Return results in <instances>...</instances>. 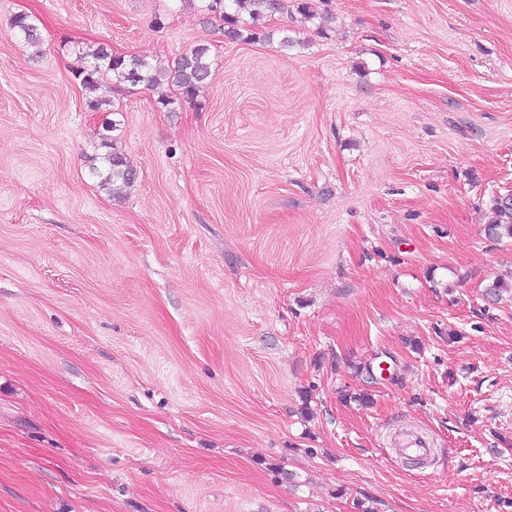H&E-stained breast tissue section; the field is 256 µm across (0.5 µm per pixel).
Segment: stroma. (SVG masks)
<instances>
[{"mask_svg": "<svg viewBox=\"0 0 512 512\" xmlns=\"http://www.w3.org/2000/svg\"><path fill=\"white\" fill-rule=\"evenodd\" d=\"M311 2L0 0V512H512V0ZM200 44L172 112L73 76ZM208 10L217 13L224 24V37L231 41L259 40L269 35L263 21L272 14L288 10V0H210ZM246 12L249 27L239 25L240 14ZM13 28L23 38L27 46L36 56L42 54V39L38 26L28 15L18 14L13 18ZM106 168L105 171L99 170L97 167H92L93 172L101 177L102 186H114L117 183L130 184L135 178V172L131 169L123 156L116 151L107 154L103 157ZM492 209L496 214V220L488 228L492 239L512 238V198H494ZM399 447L404 454L419 457L422 460L428 459L433 452L428 438L416 430L403 431L400 435Z\"/></svg>", "mask_w": 512, "mask_h": 512, "instance_id": "1", "label": "stroma"}]
</instances>
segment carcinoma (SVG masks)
I'll use <instances>...</instances> for the list:
<instances>
[{"label":"carcinoma","mask_w":512,"mask_h":512,"mask_svg":"<svg viewBox=\"0 0 512 512\" xmlns=\"http://www.w3.org/2000/svg\"><path fill=\"white\" fill-rule=\"evenodd\" d=\"M287 9L288 0H211L208 4V10L218 14L224 24V37L231 41H255L268 37L264 32L263 21ZM12 25L33 54H42V39L34 20L25 14H18L13 18ZM91 56L96 63L76 73V78L80 79L84 87L96 88L99 74L103 70L112 73L117 80L133 86L143 84L155 87L166 81L178 91L177 97H163L159 101L169 112L175 111V105L183 101L194 100L212 73L210 50L205 45H198L178 56L167 68H162L145 57L113 54L102 46L97 47ZM104 161L105 170L93 168V172L101 177L102 185H125L134 180V170L118 152L107 154ZM492 209L496 220L488 228L489 236L493 239L512 238V198L493 199Z\"/></svg>","instance_id":"obj_1"}]
</instances>
